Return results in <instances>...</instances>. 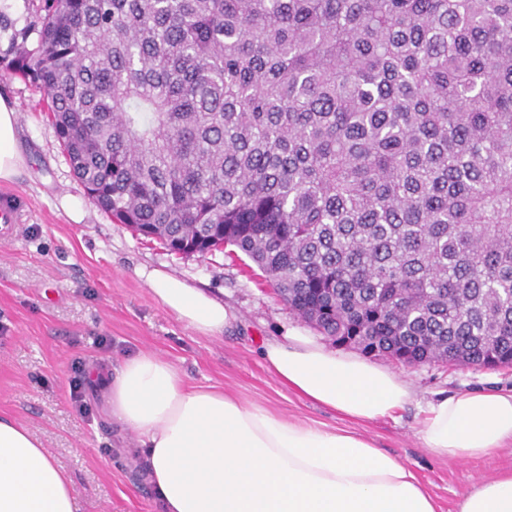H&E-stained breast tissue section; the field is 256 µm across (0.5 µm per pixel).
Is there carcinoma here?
<instances>
[{"label": "carcinoma", "instance_id": "obj_1", "mask_svg": "<svg viewBox=\"0 0 512 512\" xmlns=\"http://www.w3.org/2000/svg\"><path fill=\"white\" fill-rule=\"evenodd\" d=\"M2 34L120 223L235 247L338 345L512 366V0H38Z\"/></svg>", "mask_w": 512, "mask_h": 512}]
</instances>
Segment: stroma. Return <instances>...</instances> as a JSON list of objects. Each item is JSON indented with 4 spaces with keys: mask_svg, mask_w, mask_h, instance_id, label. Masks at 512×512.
Segmentation results:
<instances>
[{
    "mask_svg": "<svg viewBox=\"0 0 512 512\" xmlns=\"http://www.w3.org/2000/svg\"><path fill=\"white\" fill-rule=\"evenodd\" d=\"M0 95L18 105V135L28 165L0 182L24 212L12 238L0 239V415L27 426L72 480L78 512H158L131 450L132 437L113 424L105 392L86 386V411L70 396L81 365L110 370L125 355L154 352L177 365L189 383L223 388L245 403L290 420L321 423L371 438L399 456L435 498L439 512H457L474 483L512 469V442L493 456L459 461L433 456L416 431L421 405L436 394L511 392L512 367L379 365L402 375L413 400L372 422L344 417L280 385L259 355L264 342L297 328L330 339L293 314L257 267L234 247L177 256L117 223L75 177L56 137L45 92L0 70ZM79 200L73 222L64 204ZM161 268L222 299L235 314L223 336L195 334L151 297L140 268Z\"/></svg>",
    "mask_w": 512,
    "mask_h": 512,
    "instance_id": "obj_1",
    "label": "stroma"
}]
</instances>
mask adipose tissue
I'll return each instance as SVG.
<instances>
[{"label": "adipose tissue", "instance_id": "1", "mask_svg": "<svg viewBox=\"0 0 512 512\" xmlns=\"http://www.w3.org/2000/svg\"><path fill=\"white\" fill-rule=\"evenodd\" d=\"M18 110L0 96V182L26 163ZM167 313L206 338L234 312L165 270H139ZM283 386L348 417L372 421L411 401L409 383L358 355L290 331L261 351ZM113 420L137 437L160 512H437L414 471L367 437L291 422L214 387L189 385L154 353L119 359L100 376ZM417 433L437 457L473 460L512 441V393L468 391L429 402ZM0 512H75L71 481L41 440L0 416ZM457 512H512V470L473 484Z\"/></svg>", "mask_w": 512, "mask_h": 512}]
</instances>
